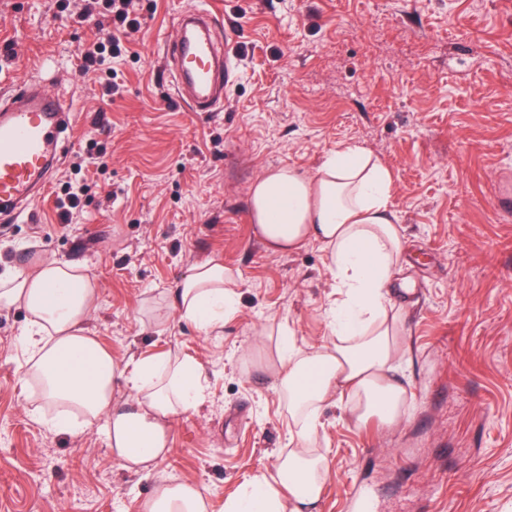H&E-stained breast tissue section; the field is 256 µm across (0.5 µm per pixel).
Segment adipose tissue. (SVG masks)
<instances>
[{
	"label": "adipose tissue",
	"instance_id": "obj_1",
	"mask_svg": "<svg viewBox=\"0 0 512 512\" xmlns=\"http://www.w3.org/2000/svg\"><path fill=\"white\" fill-rule=\"evenodd\" d=\"M393 175L358 145L330 152L313 175L289 167L265 170L250 198L251 222L266 251L282 255L308 242L326 253L338 295L329 313L332 338L311 349L280 341L272 369L288 398L297 430L293 449L274 475L259 472L224 502V512H309L320 500L325 464L310 455L319 437L320 411L345 401L358 423L375 418L399 423L407 393L392 372L407 348L387 286L401 266L404 241L391 207ZM238 281L222 261L192 267L177 290L182 318L210 334L238 308ZM97 302V285L73 264L36 263L0 274V311L23 309L29 358L23 381L40 385L41 398L60 406L54 426L72 429L104 420L113 456L129 470L149 466L169 451L171 418L196 407L204 386L194 364L156 359L128 366L112 358L85 324ZM130 399L114 402L116 380ZM144 512H207L201 490L190 484L160 486Z\"/></svg>",
	"mask_w": 512,
	"mask_h": 512
}]
</instances>
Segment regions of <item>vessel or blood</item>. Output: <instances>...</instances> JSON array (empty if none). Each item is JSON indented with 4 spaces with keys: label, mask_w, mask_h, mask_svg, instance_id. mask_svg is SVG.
Listing matches in <instances>:
<instances>
[{
    "label": "vessel or blood",
    "mask_w": 512,
    "mask_h": 512,
    "mask_svg": "<svg viewBox=\"0 0 512 512\" xmlns=\"http://www.w3.org/2000/svg\"><path fill=\"white\" fill-rule=\"evenodd\" d=\"M202 8L181 15L164 51L178 96L196 112L224 98V70L234 56L214 36ZM71 111L40 83L23 81L0 96V218L11 219L43 196L59 160V134Z\"/></svg>",
    "instance_id": "obj_1"
}]
</instances>
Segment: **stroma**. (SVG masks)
Instances as JSON below:
<instances>
[{"mask_svg": "<svg viewBox=\"0 0 512 512\" xmlns=\"http://www.w3.org/2000/svg\"><path fill=\"white\" fill-rule=\"evenodd\" d=\"M80 0H0V93L31 79L73 110L43 198L0 221V271L57 259L99 289L87 332L117 360L194 362L206 397L178 413L150 470L113 457L103 421L54 429L24 383V310L0 314V512H143L156 485L188 483L208 512L288 453L294 423L268 362L280 331L328 341L336 301L314 242L271 255L250 220L268 168L311 175L359 145L391 169L405 240L390 281L409 358L410 408L392 427L320 413L318 512H512V0H156L130 52L106 59L121 92L78 72L96 30ZM209 9L236 65L217 112L178 99L162 42ZM79 193L60 218L56 199ZM223 260L237 313L205 335L168 301L197 263Z\"/></svg>", "mask_w": 512, "mask_h": 512, "instance_id": "obj_1", "label": "stroma"}]
</instances>
